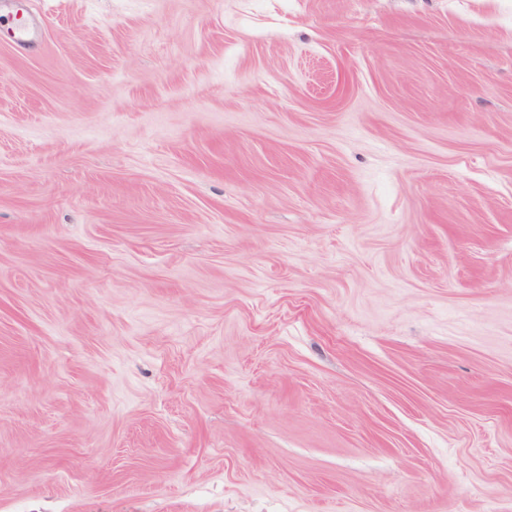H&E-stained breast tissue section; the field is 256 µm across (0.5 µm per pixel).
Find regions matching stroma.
Instances as JSON below:
<instances>
[{"mask_svg": "<svg viewBox=\"0 0 512 512\" xmlns=\"http://www.w3.org/2000/svg\"><path fill=\"white\" fill-rule=\"evenodd\" d=\"M0 512H512V0H0Z\"/></svg>", "mask_w": 512, "mask_h": 512, "instance_id": "1", "label": "stroma"}]
</instances>
